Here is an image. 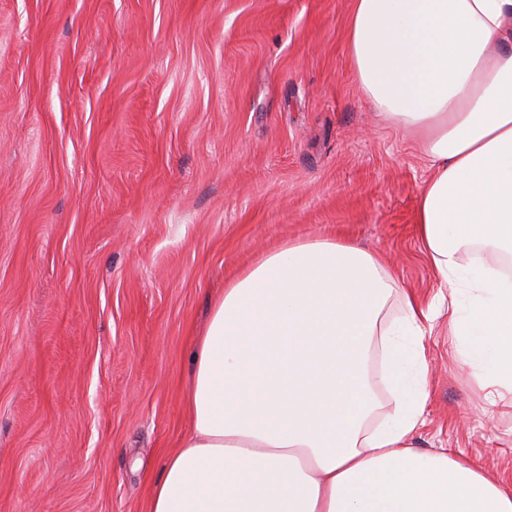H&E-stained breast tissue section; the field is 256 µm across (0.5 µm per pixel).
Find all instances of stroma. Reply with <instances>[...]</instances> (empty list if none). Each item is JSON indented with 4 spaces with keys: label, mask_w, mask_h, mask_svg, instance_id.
I'll return each mask as SVG.
<instances>
[{
    "label": "stroma",
    "mask_w": 512,
    "mask_h": 512,
    "mask_svg": "<svg viewBox=\"0 0 512 512\" xmlns=\"http://www.w3.org/2000/svg\"><path fill=\"white\" fill-rule=\"evenodd\" d=\"M352 5L0 0V512H146L193 339L280 244L347 239L442 290L428 165L362 95ZM425 354L415 446L499 478L512 416L444 324Z\"/></svg>",
    "instance_id": "stroma-1"
}]
</instances>
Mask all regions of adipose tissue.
<instances>
[{
	"label": "adipose tissue",
	"mask_w": 512,
	"mask_h": 512,
	"mask_svg": "<svg viewBox=\"0 0 512 512\" xmlns=\"http://www.w3.org/2000/svg\"><path fill=\"white\" fill-rule=\"evenodd\" d=\"M347 52L366 101L429 161L417 235L448 291L402 294L390 321L377 254L329 239L264 254L194 340L192 428L149 512H512V482L414 446L439 319L512 412V278L462 258L512 257V0H353ZM379 384L396 398L380 418Z\"/></svg>",
	"instance_id": "1"
}]
</instances>
